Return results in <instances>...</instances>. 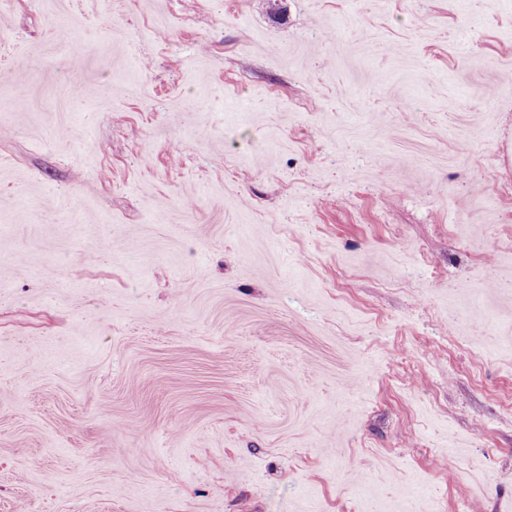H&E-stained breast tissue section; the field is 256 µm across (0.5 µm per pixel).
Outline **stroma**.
Listing matches in <instances>:
<instances>
[{"mask_svg":"<svg viewBox=\"0 0 512 512\" xmlns=\"http://www.w3.org/2000/svg\"><path fill=\"white\" fill-rule=\"evenodd\" d=\"M0 512H512V0H0Z\"/></svg>","mask_w":512,"mask_h":512,"instance_id":"stroma-1","label":"stroma"}]
</instances>
